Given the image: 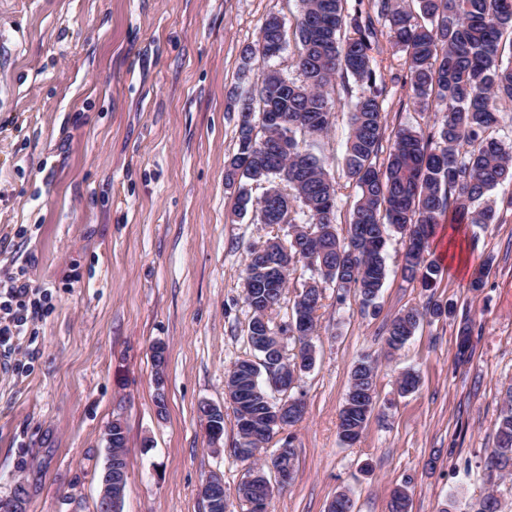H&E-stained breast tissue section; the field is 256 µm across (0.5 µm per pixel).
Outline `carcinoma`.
<instances>
[{"label": "carcinoma", "mask_w": 512, "mask_h": 512, "mask_svg": "<svg viewBox=\"0 0 512 512\" xmlns=\"http://www.w3.org/2000/svg\"><path fill=\"white\" fill-rule=\"evenodd\" d=\"M299 0L296 23L300 79L276 69L261 72L256 84L239 99L238 151L228 161L226 185L238 187L242 210L260 211L276 205V224L288 225L292 265L320 272V281L335 285L337 300L354 293L365 307L374 303L386 278L384 252L391 233L407 238L403 273L430 289L441 276L429 259L431 239L441 217L451 224H496L512 210V194L493 191L512 182V144L492 135L499 113L512 103V61L503 63L504 36L512 35V0ZM388 23V36L405 54L404 85L413 105L438 112L435 131L424 134L399 127L386 135L382 108L384 85L377 82L374 52L379 43L376 22ZM287 45L285 22L269 16L257 43L241 50L242 67L259 57L269 61ZM353 79L359 93L348 104L350 130L345 145L347 177L358 188L346 234L336 231L338 189L309 141L329 131L335 109L331 96L337 80ZM391 139L386 161L378 163L384 138ZM267 185L251 200L246 183ZM256 246L247 250L245 301L259 318L260 302L277 306L283 289L268 288L251 274L265 262ZM317 281L304 284L295 299L313 298L309 337L298 338L305 360L300 372L314 363L310 337L322 293ZM455 307L428 301L401 310L386 330L392 355L404 347L423 322L452 317ZM259 361L243 359L239 382L261 397L250 411L261 418L283 399L274 396L270 376L295 365L271 355L269 348L250 341ZM376 361L363 358L350 372L344 404L338 416L341 441L357 443L375 410ZM419 375L403 370L397 388L409 394L419 387ZM487 466L512 476V387L505 390L502 410L489 449ZM408 488H396L388 512H408Z\"/></svg>", "instance_id": "cac0c4a2"}]
</instances>
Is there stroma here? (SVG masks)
<instances>
[{"instance_id": "stroma-1", "label": "stroma", "mask_w": 512, "mask_h": 512, "mask_svg": "<svg viewBox=\"0 0 512 512\" xmlns=\"http://www.w3.org/2000/svg\"><path fill=\"white\" fill-rule=\"evenodd\" d=\"M271 15L294 32L297 0H0V279L23 266L52 295L29 335L0 355V496L25 482L27 512H96L104 429L116 418L128 439L121 512H205L198 490L213 472L226 512H250L237 493L248 464L235 453L224 374L252 353L246 251L288 228L240 215L224 166L237 150L234 97L262 69L243 70L241 49ZM375 57L388 127L431 132L435 114L403 85L404 54L383 35ZM333 97V124L313 151L338 184L343 231L357 189L344 168L349 96L339 85ZM431 251L442 275L428 292L405 278L393 235L375 311L325 288L316 361L299 387L305 415L290 429L296 473L274 512H327L343 489L355 512H387L403 483L409 512H475L490 492L512 512V476L486 463L512 384V211L489 226L438 225ZM431 298L453 303L455 316L423 324L387 355L390 319ZM158 343L167 347L162 414ZM365 356L378 364L377 404L348 446L338 414ZM404 369L421 382L403 396ZM204 403L224 409L215 447Z\"/></svg>"}]
</instances>
